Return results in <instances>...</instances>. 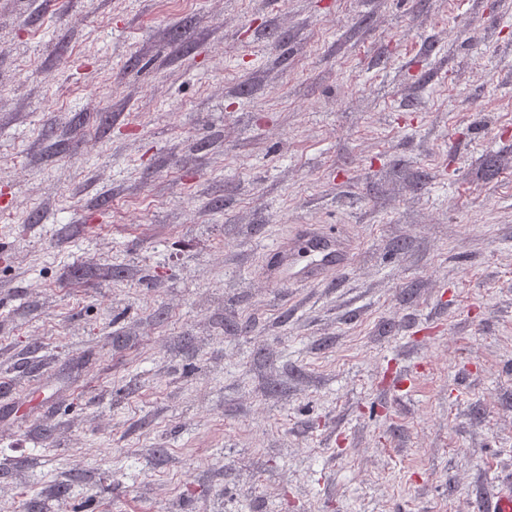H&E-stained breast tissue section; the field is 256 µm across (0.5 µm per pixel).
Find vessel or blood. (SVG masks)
I'll use <instances>...</instances> for the list:
<instances>
[{"label":"vessel or blood","instance_id":"vessel-or-blood-1","mask_svg":"<svg viewBox=\"0 0 512 512\" xmlns=\"http://www.w3.org/2000/svg\"><path fill=\"white\" fill-rule=\"evenodd\" d=\"M308 242L317 260L302 266L296 263L293 251L278 247L269 250L265 263L276 285L321 282L340 273L352 261L351 246L339 241L335 234L312 235ZM485 508L487 512H512V479L497 483Z\"/></svg>","mask_w":512,"mask_h":512}]
</instances>
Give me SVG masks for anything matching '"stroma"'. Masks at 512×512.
Wrapping results in <instances>:
<instances>
[{
  "instance_id": "35a3bbf8",
  "label": "stroma",
  "mask_w": 512,
  "mask_h": 512,
  "mask_svg": "<svg viewBox=\"0 0 512 512\" xmlns=\"http://www.w3.org/2000/svg\"><path fill=\"white\" fill-rule=\"evenodd\" d=\"M302 224L354 258L276 287ZM38 394L0 512H481L512 0H0V403Z\"/></svg>"
}]
</instances>
